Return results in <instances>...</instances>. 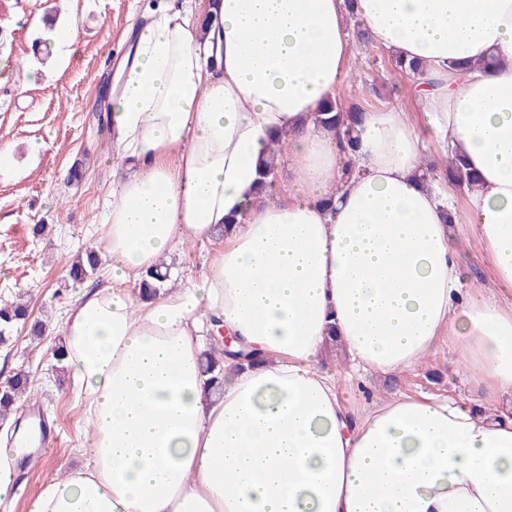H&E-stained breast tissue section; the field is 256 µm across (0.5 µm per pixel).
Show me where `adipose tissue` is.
<instances>
[{
	"label": "adipose tissue",
	"instance_id": "1",
	"mask_svg": "<svg viewBox=\"0 0 512 512\" xmlns=\"http://www.w3.org/2000/svg\"><path fill=\"white\" fill-rule=\"evenodd\" d=\"M199 4L140 28L120 72L112 283L77 289L60 327L90 430L32 512H512V0ZM354 21L441 86L420 118L365 113L349 154L313 117L349 75ZM432 140L476 178L467 223L497 292L466 285L454 188L418 179ZM272 142L293 177L271 203ZM220 232L199 278L137 299L174 246ZM222 329L259 362L225 365L214 395L200 362ZM444 348L481 399L339 396Z\"/></svg>",
	"mask_w": 512,
	"mask_h": 512
}]
</instances>
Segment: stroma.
<instances>
[{
    "instance_id": "1",
    "label": "stroma",
    "mask_w": 512,
    "mask_h": 512,
    "mask_svg": "<svg viewBox=\"0 0 512 512\" xmlns=\"http://www.w3.org/2000/svg\"><path fill=\"white\" fill-rule=\"evenodd\" d=\"M160 2L0 0V148L11 149L0 165V306L24 300L32 319L45 325L39 337L28 328H15L9 345L0 346V384L23 371L35 375L29 397L0 419V435L17 429L32 401L59 429L48 451L19 469L25 496L0 512H30L43 482L79 457L86 423L67 373L53 359L59 325L76 291L65 266L77 251L100 247L102 217L123 171L111 138L101 129L100 116L110 110L106 95L115 81L108 63L129 51V34L150 21ZM51 15L75 23L79 50L68 61L44 46L52 34L43 19ZM35 70L40 73L36 80L31 77ZM337 97L342 104L357 102L371 109H418L411 79L395 72L383 48L368 43L355 44L352 73ZM34 142L44 144L42 153L31 154ZM76 163L83 176L67 183L66 174ZM37 224L49 225V235L35 238ZM223 247L220 240L179 246L168 263L180 279H192ZM451 390L467 399L478 393L454 354L445 350L402 374L372 375L339 387L350 404Z\"/></svg>"
}]
</instances>
